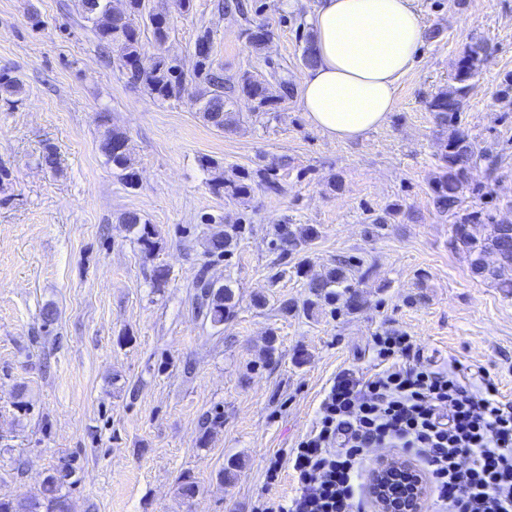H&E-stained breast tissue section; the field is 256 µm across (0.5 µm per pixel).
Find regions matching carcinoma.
Instances as JSON below:
<instances>
[{"instance_id": "1", "label": "carcinoma", "mask_w": 512, "mask_h": 512, "mask_svg": "<svg viewBox=\"0 0 512 512\" xmlns=\"http://www.w3.org/2000/svg\"><path fill=\"white\" fill-rule=\"evenodd\" d=\"M79 8L83 18L92 24V32L98 51L105 54L116 52L113 62L117 64L127 83L132 86L141 85L150 96L165 102L180 97L186 91L184 72L180 64L164 56L156 55L151 59V73L148 78H141L140 63L142 61V45L140 40V23L150 25L154 44L159 46L167 43L170 38V23L154 14H144V0H79ZM488 47L483 43L467 45L456 62L452 77L453 84L432 95L429 101L430 111L441 127L449 130L448 137L441 145L438 171L430 180L432 202L436 212L453 219V244L461 248L470 258L472 271L496 284L505 291H512V224L493 223V217L483 212L478 199L472 201V211L461 212L467 195L474 194L469 187L467 170L472 163L482 161L489 172L497 170L500 163L498 156L492 155L479 146L458 127L459 118L470 90V81L480 71ZM212 50L198 51L194 66V76L205 85L201 94L200 110L203 119L212 127L222 130L233 124L232 112L228 110L230 97L224 92V74L211 67ZM230 88L247 96L256 103L260 110L274 102L269 92L268 81L260 80L245 72L230 82ZM22 89L19 78L8 72H0V96H12ZM99 149H104L112 141V154L105 155L112 167L119 171V176L126 186H138L134 160L132 158L129 139L124 131L109 124L108 116L98 113ZM201 165L214 171L211 179L212 190L230 197L249 195L256 188L267 190L277 189L265 172L257 170L235 179L224 177L223 166L219 162L203 158ZM120 223L126 225L137 236V242L146 252L153 251L158 241L154 227L143 219L136 211H126L119 217ZM492 224V232L484 239L476 238L470 231L471 225L483 222ZM316 231L307 227L293 231L287 227L280 230L281 243L293 250L306 244L313 238ZM230 245L229 237L223 231L213 233L207 240V253L222 256ZM495 256V262H486V255ZM350 260L339 259L337 266L323 275L313 277L308 282L316 300L309 305H317V301L333 302L339 296V289L350 290L347 284L345 268ZM196 287L197 307L210 323L218 326L231 314L234 293L228 286L216 288L208 281L199 280ZM78 466L75 460L65 461L59 469L48 475L42 484L38 496L22 503L10 495L0 494V512H73L72 504L63 493V488L76 473Z\"/></svg>"}]
</instances>
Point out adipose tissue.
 Returning a JSON list of instances; mask_svg holds the SVG:
<instances>
[{
	"label": "adipose tissue",
	"mask_w": 512,
	"mask_h": 512,
	"mask_svg": "<svg viewBox=\"0 0 512 512\" xmlns=\"http://www.w3.org/2000/svg\"><path fill=\"white\" fill-rule=\"evenodd\" d=\"M309 23L316 62L297 88L309 122L343 141L384 125L420 55L415 0H318Z\"/></svg>",
	"instance_id": "adipose-tissue-1"
}]
</instances>
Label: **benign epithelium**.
<instances>
[{"instance_id":"1","label":"benign epithelium","mask_w":512,"mask_h":512,"mask_svg":"<svg viewBox=\"0 0 512 512\" xmlns=\"http://www.w3.org/2000/svg\"><path fill=\"white\" fill-rule=\"evenodd\" d=\"M367 484L378 512H397L400 508L423 512L426 478L411 459L392 455L380 457Z\"/></svg>"}]
</instances>
